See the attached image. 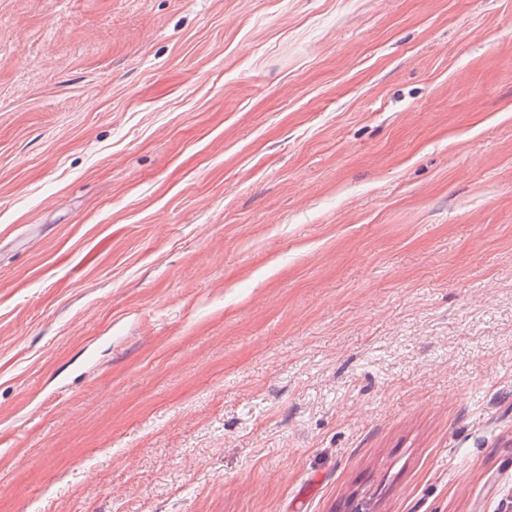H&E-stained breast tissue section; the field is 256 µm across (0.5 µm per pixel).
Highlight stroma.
I'll return each mask as SVG.
<instances>
[{"label":"stroma","mask_w":512,"mask_h":512,"mask_svg":"<svg viewBox=\"0 0 512 512\" xmlns=\"http://www.w3.org/2000/svg\"><path fill=\"white\" fill-rule=\"evenodd\" d=\"M512 512V0H0V512Z\"/></svg>","instance_id":"35a3bbf8"}]
</instances>
